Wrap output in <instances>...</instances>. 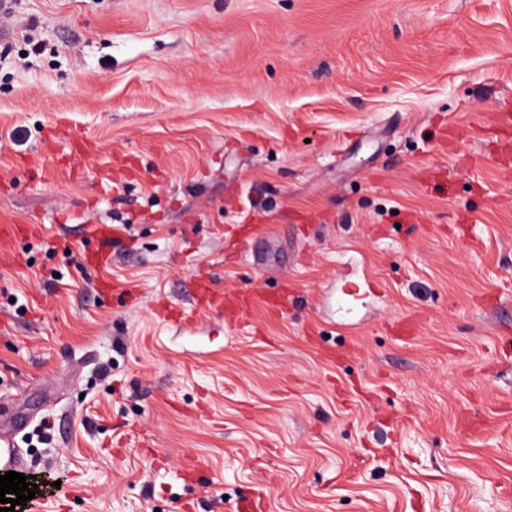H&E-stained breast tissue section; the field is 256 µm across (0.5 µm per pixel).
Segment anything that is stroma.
<instances>
[{
    "label": "stroma",
    "instance_id": "obj_1",
    "mask_svg": "<svg viewBox=\"0 0 512 512\" xmlns=\"http://www.w3.org/2000/svg\"><path fill=\"white\" fill-rule=\"evenodd\" d=\"M511 121L512 0L0 13V426L42 512H512ZM346 260L380 297L319 311ZM199 273L246 328L167 329Z\"/></svg>",
    "mask_w": 512,
    "mask_h": 512
}]
</instances>
